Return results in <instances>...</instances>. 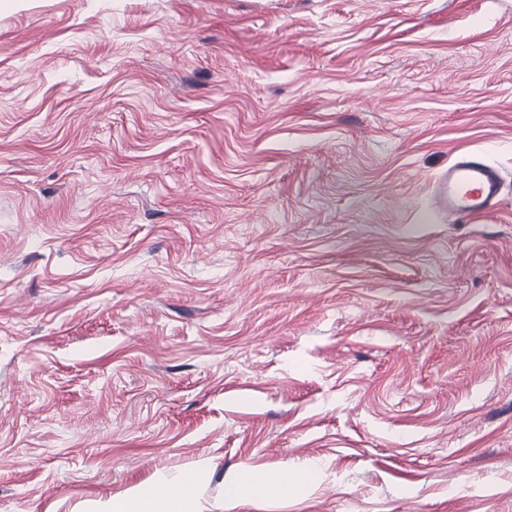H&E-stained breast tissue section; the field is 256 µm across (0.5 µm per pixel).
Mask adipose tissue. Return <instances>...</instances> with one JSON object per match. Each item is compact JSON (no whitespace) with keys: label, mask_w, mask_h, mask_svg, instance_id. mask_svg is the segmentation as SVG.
Returning a JSON list of instances; mask_svg holds the SVG:
<instances>
[{"label":"adipose tissue","mask_w":512,"mask_h":512,"mask_svg":"<svg viewBox=\"0 0 512 512\" xmlns=\"http://www.w3.org/2000/svg\"><path fill=\"white\" fill-rule=\"evenodd\" d=\"M199 477L200 470L194 467L147 489H134L118 506L91 505L90 512H204L197 497Z\"/></svg>","instance_id":"adipose-tissue-1"}]
</instances>
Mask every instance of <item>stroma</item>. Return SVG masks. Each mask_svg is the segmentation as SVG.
Instances as JSON below:
<instances>
[{"mask_svg":"<svg viewBox=\"0 0 512 512\" xmlns=\"http://www.w3.org/2000/svg\"><path fill=\"white\" fill-rule=\"evenodd\" d=\"M204 459L512 512V0H0V512ZM502 178L480 154L463 153L435 182L434 205L449 216L479 218L498 210Z\"/></svg>","mask_w":512,"mask_h":512,"instance_id":"1","label":"stroma"}]
</instances>
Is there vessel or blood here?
<instances>
[{"label": "vessel or blood", "instance_id": "obj_1", "mask_svg": "<svg viewBox=\"0 0 512 512\" xmlns=\"http://www.w3.org/2000/svg\"><path fill=\"white\" fill-rule=\"evenodd\" d=\"M502 178L480 154L467 152L435 182L434 205L451 216L479 218L498 210Z\"/></svg>", "mask_w": 512, "mask_h": 512}]
</instances>
